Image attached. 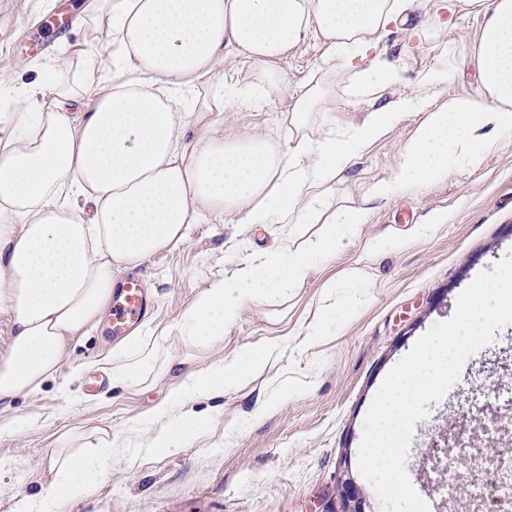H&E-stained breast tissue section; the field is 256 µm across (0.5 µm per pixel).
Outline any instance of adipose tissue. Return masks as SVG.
I'll return each instance as SVG.
<instances>
[{"instance_id":"ef3b65f1","label":"adipose tissue","mask_w":512,"mask_h":512,"mask_svg":"<svg viewBox=\"0 0 512 512\" xmlns=\"http://www.w3.org/2000/svg\"><path fill=\"white\" fill-rule=\"evenodd\" d=\"M411 0H89L85 15L102 33L115 83L88 77L79 89L53 81L45 65L37 91L12 88L0 70V310L12 315L0 354V404L38 392L59 375L70 340L95 327L124 272L182 242L203 213L237 211L249 226L322 223L305 247L261 253L234 280L210 282L184 313L188 342L210 346L245 303L272 299L306 282L319 261L340 252L365 224L373 202L487 160L494 136L512 133V0H457L484 22L478 68L490 95H456L428 109L406 143L394 179L371 185L355 207L328 210L326 193L370 142L386 136L418 105L410 94L378 107L344 137L228 138L223 115L200 105L199 87L216 77L228 47L271 63L314 32L332 57L367 55ZM92 94L94 107L72 101ZM193 141H186L187 130ZM277 346L267 343L191 374L147 418L148 454L169 453L208 421L189 404L224 394L257 370ZM181 361L155 336L112 350L113 385L134 387L148 374L169 376ZM116 450L112 430L95 427L61 439L49 466L57 504L88 494Z\"/></svg>"}]
</instances>
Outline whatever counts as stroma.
Returning a JSON list of instances; mask_svg holds the SVG:
<instances>
[{
  "instance_id": "obj_1",
  "label": "stroma",
  "mask_w": 512,
  "mask_h": 512,
  "mask_svg": "<svg viewBox=\"0 0 512 512\" xmlns=\"http://www.w3.org/2000/svg\"><path fill=\"white\" fill-rule=\"evenodd\" d=\"M86 2L0 0V69L21 59L28 63L15 75L16 93L28 90L54 58L64 62L57 82L73 88L98 64L94 25L76 30L52 24L61 10L78 17ZM482 24L480 14L453 19L447 9L432 13L417 0L378 48L398 69L396 83L360 87L354 76L372 65V57H328L310 33L274 63L278 91L268 90L263 66L228 50L223 69L201 86L200 98L223 99L225 137L272 133L283 146L298 131L289 113L310 80L325 97L298 132L313 141L327 133L326 116L341 125L357 124L375 106L412 92L426 103L462 93L486 102L490 96L477 73ZM445 60L452 62L455 77L429 87L427 75ZM234 88L249 91L256 104L234 99ZM424 117L420 109L408 112L389 135L367 145L328 191L329 208L357 205L370 184L394 178L402 148ZM428 223L434 226L428 237L364 259L370 238ZM321 230L318 224L253 229L234 213L207 214L189 225L176 248L150 257L138 269L154 299L141 333L164 337L165 347L183 360V373L245 347L281 339L284 348L224 396L195 402V411L209 419L205 433L172 453L148 457L135 454L141 438L128 427L167 397L175 378L103 390L98 367L115 340L100 327L73 339L61 375L40 392L0 407V512H322V495L336 494L337 480L346 472L356 474L371 512H380L372 486L357 475L364 418L391 368L432 325L451 318L458 295L480 272L492 270L512 250V135L496 138L481 167L376 203L335 258L288 296L246 303L226 325L223 341L200 348L182 338L183 314L212 279L231 277L256 253L304 246ZM331 278L341 284L337 305L354 309V318L327 340L297 345L296 336L305 333L322 305V283ZM494 337L465 361L446 396L429 402L428 415L415 424L406 469L430 512H469L464 502L446 501L438 491L427 446L438 432L451 429L464 398L490 376L496 357L512 349V324L495 330ZM286 381L292 385L287 392L281 389ZM269 399L273 411L254 419V408ZM102 425L111 427L123 448L119 463L107 466L86 497L54 510L47 488L56 438Z\"/></svg>"
}]
</instances>
